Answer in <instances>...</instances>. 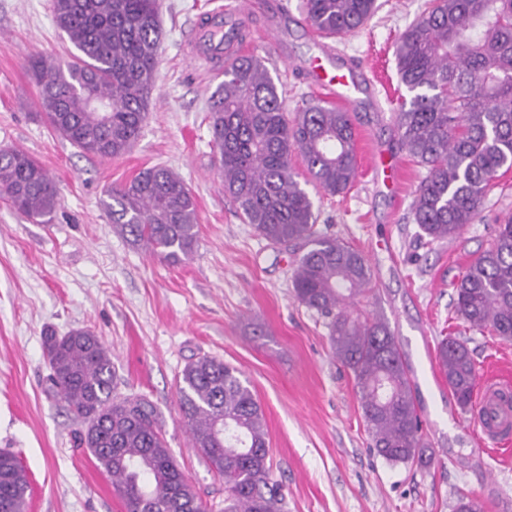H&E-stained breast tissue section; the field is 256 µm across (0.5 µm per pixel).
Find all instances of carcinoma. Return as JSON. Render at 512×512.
Returning a JSON list of instances; mask_svg holds the SVG:
<instances>
[{
	"label": "carcinoma",
	"mask_w": 512,
	"mask_h": 512,
	"mask_svg": "<svg viewBox=\"0 0 512 512\" xmlns=\"http://www.w3.org/2000/svg\"><path fill=\"white\" fill-rule=\"evenodd\" d=\"M161 0H52L54 21L77 53L29 61L50 127L80 152L125 154L147 114L159 71ZM376 0H303L312 29L330 38L361 30ZM234 23L211 42L224 48V83L212 97L209 124L224 194L245 223L275 247L298 245V302L329 319L336 359L353 376L371 447L392 464H431L411 380L399 344L381 320L351 310L369 291L366 257L316 229L312 197L296 179L298 153L310 181L341 194L358 172L351 113L310 101L288 118L264 60L231 51L243 41ZM401 100L396 129L426 170L412 217L429 239L455 237L479 217L502 169H512V0H428L396 50ZM0 198L33 223L59 206L53 180L27 152L0 148ZM102 208L117 234L164 261L190 257L197 245V206L181 176L154 166L108 191ZM454 308L470 327L512 340V219L493 246L466 269ZM43 348L49 390L83 423L78 445L112 478L127 512H214L198 496L167 448L160 414L147 399L115 394L112 354L97 334H48ZM438 365L467 409L476 367L451 337L437 346ZM180 410L193 447L224 478L219 512H283L271 481L264 411L236 368L202 356L178 382ZM27 477L14 452L0 449V512H25Z\"/></svg>",
	"instance_id": "obj_1"
}]
</instances>
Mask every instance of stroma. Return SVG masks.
<instances>
[{
    "label": "stroma",
    "mask_w": 512,
    "mask_h": 512,
    "mask_svg": "<svg viewBox=\"0 0 512 512\" xmlns=\"http://www.w3.org/2000/svg\"><path fill=\"white\" fill-rule=\"evenodd\" d=\"M228 2L162 0L148 119L130 151L99 159L53 132L38 104L29 59L73 50L51 0H0V148L37 159L60 198L45 224L0 199V448L14 451L27 472L28 512H127L111 478L76 447L80 420L47 391L42 334L74 328L102 338L120 393L156 407L168 448L204 500H222L224 481L190 444L177 378L190 359L208 354L235 367L263 406L284 512H455L462 497L481 512H512V449L484 451L469 412L431 371L446 336L467 345L478 382L512 371V341L470 328L454 310L458 280L493 245L499 221L512 217V170L456 238L428 241L414 223L411 203L425 170L396 133L406 90L395 48L426 0H378L359 33L334 40L376 86L357 102L355 182L335 196L308 189L321 233L349 243L371 266V290L358 309L382 319L401 347L435 451L425 469L389 463L371 448L326 319L295 298L298 253L268 245L224 193L208 112L224 78L184 49L207 14ZM259 2L247 16L244 50L265 60L292 112L317 95L304 68L320 56L321 39L305 23L301 0ZM154 165L179 173L197 204L198 242L177 264L117 235L101 208L107 190Z\"/></svg>",
    "instance_id": "35a3bbf8"
}]
</instances>
